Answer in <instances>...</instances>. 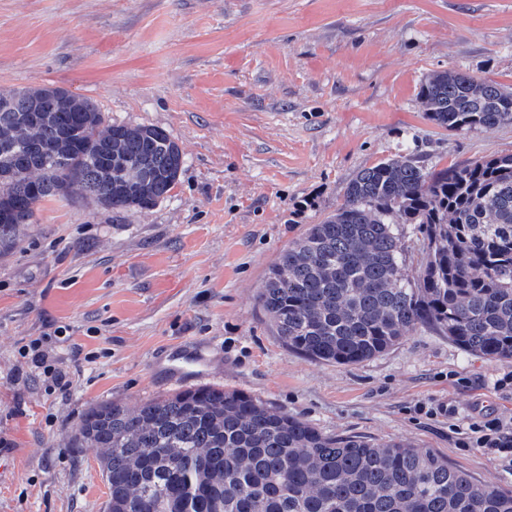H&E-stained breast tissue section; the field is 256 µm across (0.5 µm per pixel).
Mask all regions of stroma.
I'll return each mask as SVG.
<instances>
[{
    "mask_svg": "<svg viewBox=\"0 0 512 512\" xmlns=\"http://www.w3.org/2000/svg\"><path fill=\"white\" fill-rule=\"evenodd\" d=\"M448 69L512 88V0H0V88L70 89L183 153L155 206L47 198L0 256V512H107L98 451L73 441L81 418L201 386L327 435L435 449L512 491V471L453 432L512 415L495 387L512 359L420 328L358 364L317 362L258 301L361 170L406 149L438 170L512 153L510 124L428 119L420 84ZM34 339L65 388L22 357ZM437 404L456 415L428 416Z\"/></svg>",
    "mask_w": 512,
    "mask_h": 512,
    "instance_id": "35a3bbf8",
    "label": "stroma"
}]
</instances>
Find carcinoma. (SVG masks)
<instances>
[{
	"instance_id": "carcinoma-1",
	"label": "carcinoma",
	"mask_w": 512,
	"mask_h": 512,
	"mask_svg": "<svg viewBox=\"0 0 512 512\" xmlns=\"http://www.w3.org/2000/svg\"><path fill=\"white\" fill-rule=\"evenodd\" d=\"M419 97L445 130L512 124V90L479 77L435 72ZM0 101V255L69 187L148 209L178 180L181 149L159 127L109 123L62 87L0 89ZM259 302L289 351L320 362L370 360L420 326L512 359V153L436 171L406 150L361 171L336 213L289 244ZM75 441L99 450L108 512H512V492L431 448L331 437L215 387L94 406Z\"/></svg>"
}]
</instances>
